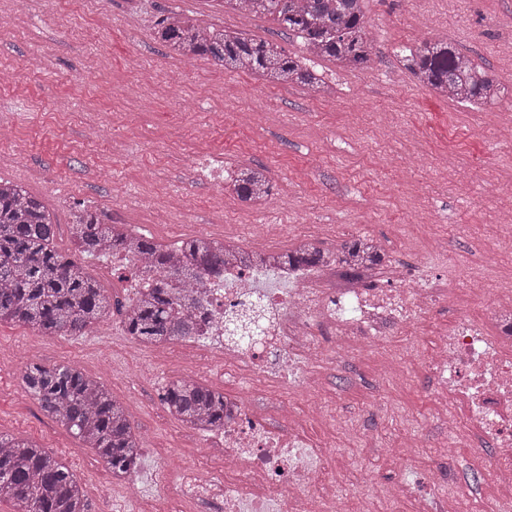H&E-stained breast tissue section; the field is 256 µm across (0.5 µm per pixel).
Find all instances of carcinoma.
<instances>
[{"label": "carcinoma", "mask_w": 512, "mask_h": 512, "mask_svg": "<svg viewBox=\"0 0 512 512\" xmlns=\"http://www.w3.org/2000/svg\"><path fill=\"white\" fill-rule=\"evenodd\" d=\"M224 7L271 18L301 40L307 56H291L274 40L202 25L175 13L155 23L153 39L186 60L207 57L228 70L322 96L331 95L333 87L315 69V61L353 71L370 67L374 60L364 0H224ZM400 59L420 85L459 104L480 108L508 95L506 86L448 41L423 40L404 48ZM227 188L253 205L268 200L273 185L265 167L246 165L229 176ZM74 227L81 254L126 251L154 272L152 286L122 313L129 335L150 345L208 335L202 288L207 278L224 275L232 249L202 236L165 249L118 224H104L85 209L75 215ZM370 241L364 236L344 244L340 260L314 244L270 252L267 258L306 267L338 260L341 275L358 281L368 268L383 265V249ZM110 313L112 302L104 288L57 247L56 224L45 204L0 178V322L22 324L46 336H83ZM22 382L43 413L94 449L114 476L135 472L139 438L124 406L100 381L74 364L31 363L22 372ZM161 400L172 416L198 431L224 427V394L195 380L168 382ZM2 501L13 512H93L82 483L52 451L25 438L0 435Z\"/></svg>", "instance_id": "1"}]
</instances>
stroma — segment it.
Wrapping results in <instances>:
<instances>
[{"mask_svg": "<svg viewBox=\"0 0 512 512\" xmlns=\"http://www.w3.org/2000/svg\"><path fill=\"white\" fill-rule=\"evenodd\" d=\"M172 13L305 54L272 21L221 11L216 0H0V64L22 72L9 84L0 79V121L12 132L0 141V177L42 198L62 252H77L73 213L80 205L102 223L128 225L167 247L200 234L248 246L260 235L266 248L285 250L302 225L313 224L329 252L368 235L396 262L426 260L432 280L451 289L431 306L430 329L477 313L462 271L512 226V95L481 110L437 97L403 68L397 50L445 40L512 88V0H366L375 62L356 71L320 62L335 88L326 98L258 82L207 58L169 56L151 29ZM26 64L31 72H23ZM204 154L223 155L230 170L267 168L271 201L248 209L197 180L192 161ZM102 332L97 325L83 336H45L0 323V434L34 439L79 481L101 486L99 512H155L162 458L189 460L202 446L201 433L160 401L162 386L183 377L246 391L251 407L274 423L283 420L281 400L291 399L299 422L325 441L344 493H356L352 468L368 459L374 481L403 477L422 489L430 470L443 472L431 489L437 500L455 495L459 480L478 487L486 479L472 467L470 449L452 458L436 449L444 434L433 425L415 363L407 364L402 385L388 387L378 380V355L357 367L331 358L321 393L307 397L284 385L244 390L225 377L219 353L199 342L193 360L177 341L119 361ZM30 362H75L101 377L140 436L131 483L113 479L93 449L43 414L22 385ZM311 403L341 419L351 438L309 418ZM405 427L419 433L425 450L419 463L398 466L386 439Z\"/></svg>", "mask_w": 512, "mask_h": 512, "instance_id": "stroma-1", "label": "stroma"}]
</instances>
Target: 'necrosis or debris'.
Returning <instances> with one entry per match:
<instances>
[{
	"instance_id": "4bbe7bcc",
	"label": "necrosis or debris",
	"mask_w": 512,
	"mask_h": 512,
	"mask_svg": "<svg viewBox=\"0 0 512 512\" xmlns=\"http://www.w3.org/2000/svg\"><path fill=\"white\" fill-rule=\"evenodd\" d=\"M391 269V286L369 288L342 279L333 265L294 285L287 268L236 263L207 292L219 297L228 318L245 299L260 301L263 337L252 346L237 345L224 341L218 325L208 345L221 353L225 371L249 387L291 377L296 390H319L321 366L331 354L356 363L377 352L383 375H397L404 354L391 340L427 329L426 314L438 291L404 266ZM466 282L490 300L483 318L459 315L448 330L436 333L418 368L429 380L432 412L447 428L449 442L477 451L476 461L487 473L484 493L466 502L476 512L485 503L512 502V287L489 284L477 271ZM244 404V396L225 397L224 429L195 460H162L164 501H188L208 512H241L245 504L250 512L273 506L278 512H377L378 505L406 501L415 512H457L444 500L427 504L398 477L369 485L365 495L372 506L361 507L337 489L321 440L302 426L270 423Z\"/></svg>"
}]
</instances>
